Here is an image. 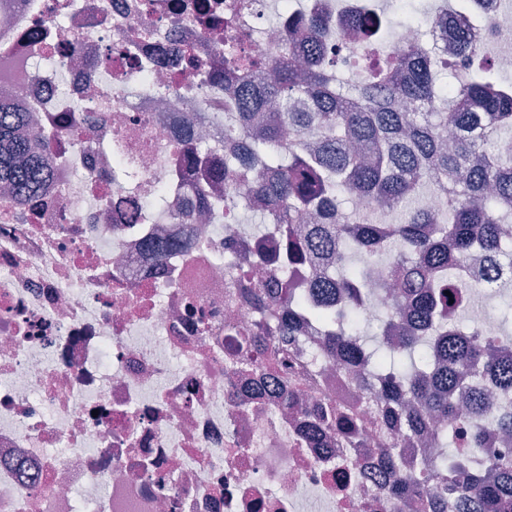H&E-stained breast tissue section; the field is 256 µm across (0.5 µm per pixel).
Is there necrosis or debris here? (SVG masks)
I'll use <instances>...</instances> for the list:
<instances>
[{
	"mask_svg": "<svg viewBox=\"0 0 512 512\" xmlns=\"http://www.w3.org/2000/svg\"><path fill=\"white\" fill-rule=\"evenodd\" d=\"M231 2L0 0V100L54 137L46 191L0 188V512H396L358 476L380 439L308 442L281 394L227 364L249 356L253 314L229 298L223 232L186 208L171 135L199 111L220 129L211 46ZM45 41L75 67H39ZM190 49L203 64L170 95ZM123 169L165 186L166 211L138 214ZM187 230L189 252L147 248Z\"/></svg>",
	"mask_w": 512,
	"mask_h": 512,
	"instance_id": "necrosis-or-debris-1",
	"label": "necrosis or debris"
}]
</instances>
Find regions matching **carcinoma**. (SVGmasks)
<instances>
[{"label": "carcinoma", "instance_id": "cac0c4a2", "mask_svg": "<svg viewBox=\"0 0 512 512\" xmlns=\"http://www.w3.org/2000/svg\"><path fill=\"white\" fill-rule=\"evenodd\" d=\"M455 13L433 11L428 30L448 35ZM377 27L366 12L350 32L335 31L308 3L274 57L245 56V34L224 38V134L237 137V148L226 157L220 140L199 138L197 123L208 119L201 112L177 127L176 152L192 163L211 219L239 208L258 218L238 223L224 253L257 256L262 275L239 298L256 316L247 334L262 375L288 388L286 406L298 408V387L317 385L331 364L364 391L359 403L306 407V437L318 443L334 428L337 446L364 448L368 430L378 431L386 447L372 481L399 506L512 512V459L489 443L512 435V336L483 337L449 303L477 288H512V261L501 260L512 249V86L478 60L477 27L456 31L452 61L421 39L381 56ZM348 34L369 59L360 83L338 75L328 57ZM181 61L177 87L197 65L192 52ZM459 65L470 74L455 87ZM25 122V113L0 105V182L21 202L52 174L50 138H18ZM342 191L373 205L347 212ZM425 196L437 198L435 209L420 206ZM364 259L414 319L403 324L396 306L381 303L372 349L350 321L377 298L363 287ZM304 316L323 329L311 349L297 330ZM424 436L436 455L401 447Z\"/></svg>", "mask_w": 512, "mask_h": 512}]
</instances>
